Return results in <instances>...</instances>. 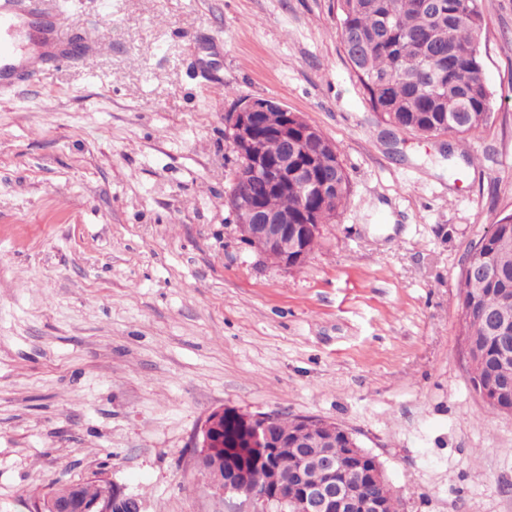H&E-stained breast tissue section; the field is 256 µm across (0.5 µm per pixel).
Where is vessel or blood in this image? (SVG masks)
Instances as JSON below:
<instances>
[{
	"mask_svg": "<svg viewBox=\"0 0 512 512\" xmlns=\"http://www.w3.org/2000/svg\"><path fill=\"white\" fill-rule=\"evenodd\" d=\"M106 41L74 44L51 0H0V88L28 85L47 68L72 60L92 66Z\"/></svg>",
	"mask_w": 512,
	"mask_h": 512,
	"instance_id": "vessel-or-blood-1",
	"label": "vessel or blood"
}]
</instances>
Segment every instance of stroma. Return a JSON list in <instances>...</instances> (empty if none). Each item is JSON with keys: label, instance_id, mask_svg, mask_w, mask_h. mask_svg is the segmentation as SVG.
<instances>
[{"label": "stroma", "instance_id": "stroma-1", "mask_svg": "<svg viewBox=\"0 0 512 512\" xmlns=\"http://www.w3.org/2000/svg\"><path fill=\"white\" fill-rule=\"evenodd\" d=\"M56 3L112 48L0 89V512L100 475L142 512H250L189 453L223 406L340 424L400 512H512V414L471 386L457 288L512 213V0H479L493 114L466 139L379 119L336 0ZM252 98L350 182L292 270L226 202L224 115Z\"/></svg>", "mask_w": 512, "mask_h": 512}]
</instances>
